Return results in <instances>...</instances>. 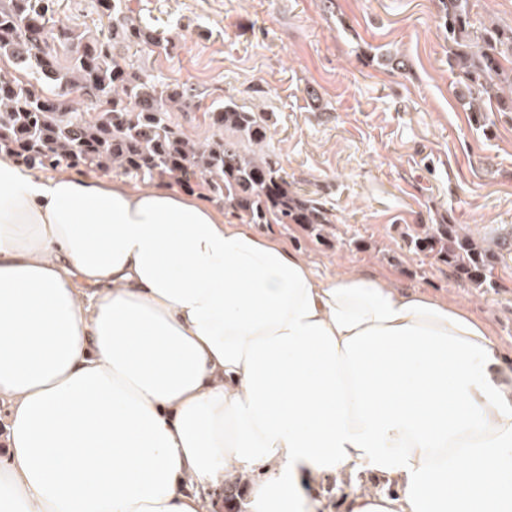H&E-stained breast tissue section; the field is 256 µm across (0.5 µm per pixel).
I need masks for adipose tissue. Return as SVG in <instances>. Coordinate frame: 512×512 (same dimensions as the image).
Masks as SVG:
<instances>
[{
  "label": "adipose tissue",
  "mask_w": 512,
  "mask_h": 512,
  "mask_svg": "<svg viewBox=\"0 0 512 512\" xmlns=\"http://www.w3.org/2000/svg\"><path fill=\"white\" fill-rule=\"evenodd\" d=\"M0 512H512V349L162 188L0 154ZM344 481H339L336 477H326L321 479L318 488L320 494L324 496L331 505V512H343L342 501L345 497Z\"/></svg>",
  "instance_id": "obj_1"
}]
</instances>
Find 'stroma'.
I'll return each mask as SVG.
<instances>
[{
  "mask_svg": "<svg viewBox=\"0 0 512 512\" xmlns=\"http://www.w3.org/2000/svg\"><path fill=\"white\" fill-rule=\"evenodd\" d=\"M162 44L136 65L199 95L173 118L204 133L203 112L234 100L270 117L267 145L296 190L333 216L325 235L265 224L320 274L348 269L470 304L512 345V253L485 291L401 234L469 225L483 240L512 228V112L474 122L448 73L434 0H130ZM406 63L399 70L387 52Z\"/></svg>",
  "mask_w": 512,
  "mask_h": 512,
  "instance_id": "obj_1",
  "label": "stroma"
}]
</instances>
